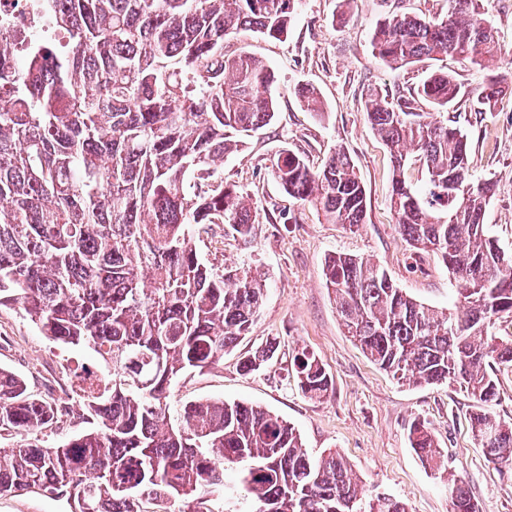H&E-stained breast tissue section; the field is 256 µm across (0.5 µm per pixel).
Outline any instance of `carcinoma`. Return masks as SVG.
Instances as JSON below:
<instances>
[{"mask_svg":"<svg viewBox=\"0 0 512 512\" xmlns=\"http://www.w3.org/2000/svg\"><path fill=\"white\" fill-rule=\"evenodd\" d=\"M446 2L431 18L378 19L379 61L393 72L448 58L483 71L497 65L506 50L477 0ZM300 5L34 0L33 20L67 34L66 49L34 37L30 22L0 29V305H21L50 340L87 346L103 361L70 370L94 428L53 446L3 442L53 425L60 409L0 368V495L40 490L73 501L76 512H144L145 500L211 512L204 504L226 490L224 466L246 460L251 512H408L392 495L363 499L338 452L310 454L268 409L169 403L181 375L224 360L265 297L251 268L214 265L198 248L218 224L252 237L251 207L215 172L276 116L274 72L248 53L224 55V40L251 30L283 41ZM507 88L496 75L466 91L434 68L407 96L374 87L364 102L391 154L399 233L413 251L442 259L459 286L455 309L415 300L363 257L330 254L323 268L346 335L403 385L463 389L474 405L471 431L500 469H512V423L493 407L499 366H512V336L496 335L492 324L512 318V255L485 233L497 182L474 179L469 155L474 129ZM294 93L307 111H324L313 86ZM465 94L476 110L462 121L449 108ZM420 98L434 111H414ZM413 163L424 171L420 188L404 177ZM271 171L327 222L351 231L365 223V189L345 151L314 170L284 148ZM278 349L266 341L241 369H265ZM285 378L310 399L333 387L305 347L292 351ZM408 442L448 486L449 512H478L434 430L416 420Z\"/></svg>","mask_w":512,"mask_h":512,"instance_id":"obj_1","label":"carcinoma"}]
</instances>
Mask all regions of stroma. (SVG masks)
<instances>
[{
	"instance_id": "obj_1",
	"label": "stroma",
	"mask_w": 512,
	"mask_h": 512,
	"mask_svg": "<svg viewBox=\"0 0 512 512\" xmlns=\"http://www.w3.org/2000/svg\"><path fill=\"white\" fill-rule=\"evenodd\" d=\"M445 7V0H353L351 18L339 28L334 23L337 0H302L287 40H269L250 30L225 40L226 55L247 52L274 71L277 114L246 150L226 157L220 171L257 212L251 242L219 226L201 243L200 253L214 264L258 269L265 299L238 346L218 365L180 377L172 398L265 407L294 426L309 451H338L366 495L397 496L409 512H448L447 490L408 446L411 423L424 420L481 512H512V470L487 463L470 431L471 400L448 384H398L373 364L345 335L323 275L326 256L358 255L381 264L399 288L426 305L451 308L458 303L457 283L442 261L431 253L414 255L401 238L390 211V156L363 114L370 88L380 85L406 94L429 70L424 63L403 72L386 70L372 48L377 19L392 12L431 17ZM299 84L320 92L323 116L303 110L294 94ZM284 147L302 154L313 168L336 148H345L366 190V219L358 230L326 223L321 214L283 192L269 165ZM470 161L474 177L491 176L498 184L484 224L510 255L512 92L503 94L492 115L474 130ZM272 337L281 343L282 358L261 372H241L240 359ZM298 347L313 351L331 374L333 388L326 398H306L284 381L287 355ZM98 363L89 348L48 339L18 306H0V367L24 378L32 395L56 401L63 409L58 423L40 432L46 443L58 445L88 430L66 372L77 364Z\"/></svg>"
}]
</instances>
